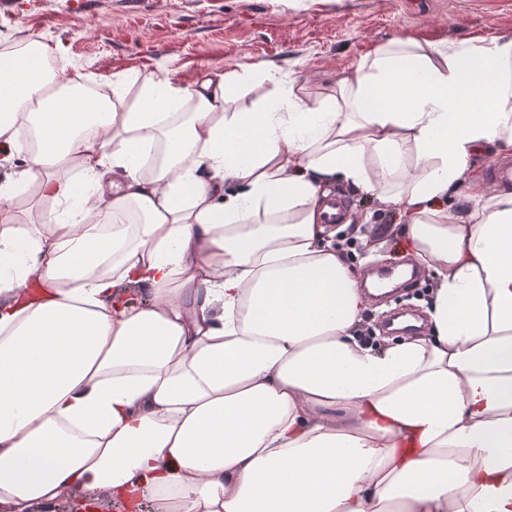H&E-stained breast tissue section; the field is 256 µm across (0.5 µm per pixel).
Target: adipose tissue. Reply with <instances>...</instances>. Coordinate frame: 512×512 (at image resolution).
I'll list each match as a JSON object with an SVG mask.
<instances>
[{"label": "adipose tissue", "instance_id": "obj_1", "mask_svg": "<svg viewBox=\"0 0 512 512\" xmlns=\"http://www.w3.org/2000/svg\"><path fill=\"white\" fill-rule=\"evenodd\" d=\"M60 56L0 49V512H512V190L468 169L512 147V36L396 38L245 109L235 72L130 106ZM338 181L435 272L428 335L362 340Z\"/></svg>", "mask_w": 512, "mask_h": 512}]
</instances>
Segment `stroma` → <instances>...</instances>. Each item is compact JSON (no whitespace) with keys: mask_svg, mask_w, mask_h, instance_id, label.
<instances>
[{"mask_svg":"<svg viewBox=\"0 0 512 512\" xmlns=\"http://www.w3.org/2000/svg\"><path fill=\"white\" fill-rule=\"evenodd\" d=\"M0 33L64 45V73L146 80L161 74L194 86L207 71L274 68L315 92L396 37L440 43L512 35V0H13ZM351 215L371 213L335 240L358 280L388 265L391 205L337 184Z\"/></svg>","mask_w":512,"mask_h":512,"instance_id":"stroma-1","label":"stroma"}]
</instances>
